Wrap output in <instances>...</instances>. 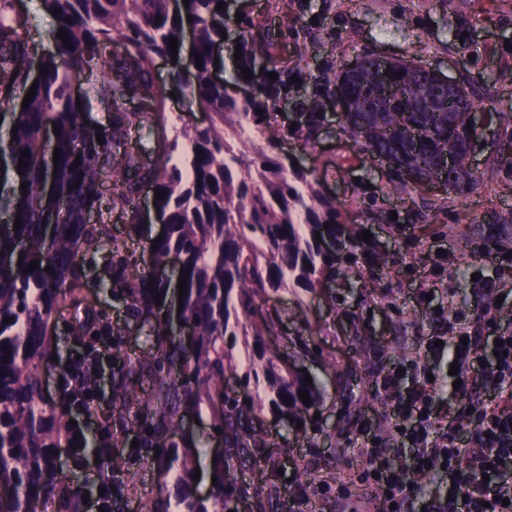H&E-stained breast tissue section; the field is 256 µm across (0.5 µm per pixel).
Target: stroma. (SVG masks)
<instances>
[{"mask_svg": "<svg viewBox=\"0 0 512 512\" xmlns=\"http://www.w3.org/2000/svg\"><path fill=\"white\" fill-rule=\"evenodd\" d=\"M304 22H317L333 31V40L319 45L308 58L310 68L324 60L346 63L364 50L396 60H414L450 76L459 67L482 76L491 85L483 109L512 105V0H308ZM462 27L471 35L468 51L448 42L450 29ZM170 62L155 63L154 78L166 92L164 127L155 129L149 148L169 143L182 129L208 124L209 117L190 109L188 99L174 95ZM295 161L313 171L323 189L344 202L347 220L364 222V203L375 198L380 208L399 209L398 195L388 193L386 180L369 161L358 160L350 141L328 130L315 148L287 145ZM484 175L473 191L457 194L441 187H420L415 197L432 203V224L420 226L402 220L373 224L369 231L388 254L390 271L366 300L360 267L339 263L333 279L314 293L284 289L261 300L275 330L267 347L293 369H306L319 401V418L309 438L296 436L286 419L264 408L261 417L269 432L270 447L262 449L258 464L237 472L238 512H252L255 495L286 494L288 512H344L336 487L350 485L358 495L366 490L359 482L364 460L359 453L361 424L372 423L383 448L399 447L390 429L397 410L412 389L420 366L434 368L441 378L436 408L444 424L452 425L458 438L470 432L457 416L453 376L447 353L431 352L428 338L445 335L455 317H464L481 336L484 355H491L487 323L512 330V239L483 234L482 226L512 218V168L497 162L493 151L478 155ZM110 232L135 247L139 270H150L149 255L138 250L162 232L161 225L127 224L120 211L105 216ZM112 250L103 247L88 255L85 274L75 285L67 306L50 322L48 335L56 355L45 368V394L60 400L56 380L69 354L84 347L102 351L100 414L89 422L91 438L108 433L112 452L125 458L128 473L113 477L111 512H137L159 482H166L172 512H184L186 496L204 497L210 490V469L219 453L212 435L207 402L184 411L176 441L179 456L200 477L190 484L174 476L160 477L144 467L131 446L134 438L126 422L112 416V345L95 333L76 335L79 319L102 312L122 314L124 305L111 289ZM496 285L504 300L487 305L484 282ZM403 370L404 379L393 391L381 386L383 377Z\"/></svg>", "mask_w": 512, "mask_h": 512, "instance_id": "1", "label": "stroma"}]
</instances>
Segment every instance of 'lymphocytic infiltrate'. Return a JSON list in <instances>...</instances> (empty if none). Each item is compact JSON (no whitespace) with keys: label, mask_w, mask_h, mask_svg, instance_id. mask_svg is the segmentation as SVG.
I'll list each match as a JSON object with an SVG mask.
<instances>
[{"label":"lymphocytic infiltrate","mask_w":512,"mask_h":512,"mask_svg":"<svg viewBox=\"0 0 512 512\" xmlns=\"http://www.w3.org/2000/svg\"><path fill=\"white\" fill-rule=\"evenodd\" d=\"M503 352L491 365L479 362V339L465 325L451 329L448 352L458 366V392L466 397L477 447H466L440 427L433 411L438 382L420 368L416 389L404 409L412 423L398 433L417 475L393 465L379 452L375 437L365 436L361 481L384 512H512V331L496 335ZM428 473L448 477L449 497L429 494L420 480Z\"/></svg>","instance_id":"f902f5d3"}]
</instances>
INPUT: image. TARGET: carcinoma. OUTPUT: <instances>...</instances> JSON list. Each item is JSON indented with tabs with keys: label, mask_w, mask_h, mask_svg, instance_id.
<instances>
[{
	"label": "carcinoma",
	"mask_w": 512,
	"mask_h": 512,
	"mask_svg": "<svg viewBox=\"0 0 512 512\" xmlns=\"http://www.w3.org/2000/svg\"><path fill=\"white\" fill-rule=\"evenodd\" d=\"M219 2L41 0L54 30L65 31L67 40L55 38V51L40 59L47 74L38 78L28 106L13 108L16 134L0 142L5 161L0 217L7 216L0 223V512H33L36 501L57 491L65 512H80L82 489L58 488L51 449L68 436L70 414L65 405L45 397L42 366L51 354L48 322L66 306L86 255L104 242L112 246V292L124 297L133 317L146 311L154 319V352L134 359L122 354V328L99 319L112 336V348L122 355L112 371V416L139 430L143 464L164 475L174 469L181 476L190 473L187 461L168 449L177 447L173 436L181 408L203 395L212 429L219 430L230 458L240 463L257 459V449L267 447L257 414L263 378L282 414L294 425L303 423L296 433L307 435L316 423V398L304 379L279 368L274 353L267 351L265 336L274 322L258 301L285 288L316 291L343 257L368 268L370 280L363 287L369 292L378 287L375 274L388 269V257L375 242L358 240L362 227L347 223L344 204L324 194L312 173L281 151V142L288 139L314 148L325 126V104L336 96V63L314 72L303 66L324 29L302 23L298 12L288 15V3L300 0H271L267 17L245 14L240 22L216 10ZM57 8L59 15L52 13ZM231 24L242 53L235 81L253 88L246 100L212 76L214 47ZM188 28L202 67L183 71L175 64L172 81L191 104L210 113V123L193 127L183 143L174 138L150 164L147 147L132 141L167 121L165 95L153 81L154 61L172 57L169 38L183 43ZM30 42L28 20L16 11L15 0H0V109L14 104L17 91L31 87L24 67ZM244 67L252 78H244ZM271 72L277 80L266 77ZM377 75L374 61L363 53L360 71L341 85L349 112L339 121V134L354 143L359 155L387 159V187L409 195L434 181L462 194L478 186L479 176L462 165L470 149L467 121L486 88L475 84L467 97L454 99L414 61L399 60L390 79L405 88L406 98L378 112ZM293 76L299 82L291 81ZM75 83L86 85L85 94L111 102L101 144L86 136L85 112L70 94ZM290 86L300 87L292 100L296 126L273 129L270 118L280 111ZM430 99L448 103V111H423ZM24 150L29 157L22 159ZM447 157L456 158L461 168L446 169L442 162ZM20 161L25 162L24 192L14 179ZM105 181V210L121 211L129 224L141 223L143 192L166 191L153 202L156 223L165 232L148 250L155 266L174 260L189 272L180 316L194 332L190 347L167 333L169 285L153 271L136 270L125 242L112 237L107 225L88 222L86 204L98 199ZM17 216L21 228L16 230ZM34 261L38 267L27 271ZM238 334L253 337L254 354L238 388L228 391L224 377L237 374L238 365L224 337ZM133 368L160 375L153 402L136 414L132 409L138 397L127 384ZM98 386V374L86 371L66 399H80ZM300 390L309 392L310 405L299 398ZM214 476L210 499L219 512H234L236 476L222 456ZM141 512H169L165 485H158Z\"/></svg>",
	"instance_id": "cac0c4a2"
}]
</instances>
